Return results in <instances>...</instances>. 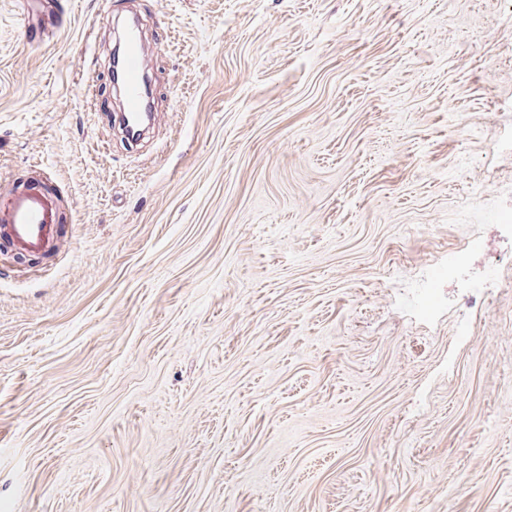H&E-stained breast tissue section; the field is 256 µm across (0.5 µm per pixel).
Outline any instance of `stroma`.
<instances>
[{
  "mask_svg": "<svg viewBox=\"0 0 512 512\" xmlns=\"http://www.w3.org/2000/svg\"><path fill=\"white\" fill-rule=\"evenodd\" d=\"M66 2L0 0L66 226L0 244V512H512V0ZM127 40L126 77L123 91L128 103V119L136 120L142 103V79L138 71L137 60L141 55L142 44L137 34V24L129 22L125 26Z\"/></svg>",
  "mask_w": 512,
  "mask_h": 512,
  "instance_id": "stroma-1",
  "label": "stroma"
}]
</instances>
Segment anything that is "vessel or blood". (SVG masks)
Wrapping results in <instances>:
<instances>
[{"label": "vessel or blood", "instance_id": "obj_1", "mask_svg": "<svg viewBox=\"0 0 512 512\" xmlns=\"http://www.w3.org/2000/svg\"><path fill=\"white\" fill-rule=\"evenodd\" d=\"M127 40L126 77L123 91L128 118L136 120L142 103V79L137 60L142 44L135 23L125 26ZM63 231L57 198L48 188L32 185L9 193L0 210V238L20 254H36Z\"/></svg>", "mask_w": 512, "mask_h": 512}]
</instances>
